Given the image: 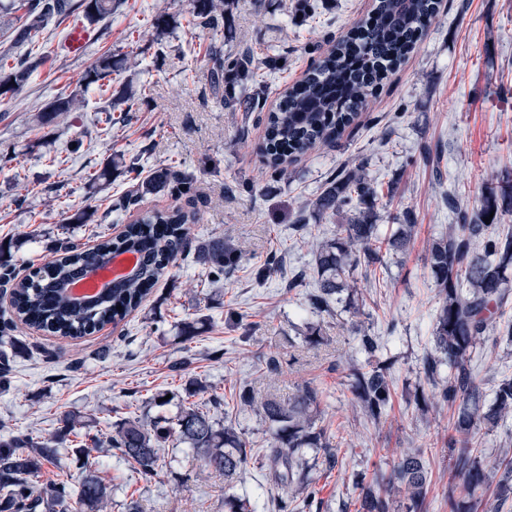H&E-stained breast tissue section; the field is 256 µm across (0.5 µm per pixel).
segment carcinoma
<instances>
[{
	"label": "carcinoma",
	"instance_id": "obj_1",
	"mask_svg": "<svg viewBox=\"0 0 512 512\" xmlns=\"http://www.w3.org/2000/svg\"><path fill=\"white\" fill-rule=\"evenodd\" d=\"M117 0H32L24 22L15 28L10 48L0 53V97L18 94L29 81L35 65L20 58L10 65L14 48L34 41L51 21L63 20L81 11L89 26L112 17ZM441 0H376L369 19L343 36L336 46L310 66L305 79L284 91L278 105L267 112L263 148L267 164L281 176L297 158L321 145L336 141L341 131L366 105L368 96L413 52L440 12ZM224 0H192L187 24L213 34L221 32ZM259 61L249 48L217 50L210 69L213 87H224V99L243 112H260L266 102L265 86L249 88ZM122 70L110 54L100 56L81 76V92L112 82ZM241 91L236 96L235 91ZM76 96L58 97L39 115L40 124H51L73 110ZM135 102L126 91L109 100L104 112H131ZM190 173L161 168L137 183L136 198L143 199L165 189L189 190ZM380 193L368 180L363 167L331 175L312 206L321 215L354 205L350 223L341 225L336 237L314 245L311 268L317 291L311 306L320 312L348 291L346 308L358 311L348 280L357 269L370 270L384 264L383 252L402 251L411 241L416 225L400 224L388 239L378 235L374 205ZM512 213V177L500 181L499 189L481 196L480 206L458 211V223L434 238L428 249V266L439 297L433 326L434 353L423 363L425 380L433 386L430 397L414 396L423 411L427 399L456 408L450 423L448 450L457 454L455 477L466 492L457 497L448 491V512H476L489 480L480 453L473 447L481 424L495 426L512 416V377L500 379L492 389L488 408L480 405L482 384L472 361L478 348L497 327V319L512 300V229L500 223ZM492 216L491 221L483 218ZM198 223L196 213L174 209L148 211L127 224L120 237H103L86 248L72 237L60 238L55 259L35 268L12 292L11 308L25 324L54 336L79 339L106 324H116L143 304L159 280L191 252L196 261L220 278L237 265V252L224 237L197 242L189 238L188 225ZM122 250L137 257L136 273L122 279L94 299L76 304L66 290L77 284L85 268L104 255ZM122 309H117V306ZM9 321L0 327V360L20 354ZM367 365L350 366L349 389L362 412L375 422L385 417L392 396V361L379 360V337L359 338ZM189 381L185 398L175 416L160 417L149 427L141 420L123 418L107 425V431L87 436L74 444L83 477L75 488L49 482L33 492L32 483L47 465L58 463L60 445L75 432L77 417L66 414L61 427L48 437L20 432L0 439V512H102L112 497L89 461L91 449L104 445L119 451L120 458L143 478L154 475L162 445L186 446L206 468L224 476L227 485L237 481L250 465L257 466L267 484L287 497L278 499L279 512H312L318 507L312 480L303 469L307 450L331 447L330 435L317 425L320 393L306 384L286 401L275 397L257 400L249 386L239 388L240 405L255 407L268 424L271 444L255 453L233 425L219 423L210 411L190 401L195 391ZM431 475L422 448H411L391 470L386 484L363 489L360 512H428ZM224 512H257L250 498L224 496Z\"/></svg>",
	"mask_w": 512,
	"mask_h": 512
}]
</instances>
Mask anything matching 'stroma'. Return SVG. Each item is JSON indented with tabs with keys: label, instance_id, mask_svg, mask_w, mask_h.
Listing matches in <instances>:
<instances>
[{
	"label": "stroma",
	"instance_id": "35a3bbf8",
	"mask_svg": "<svg viewBox=\"0 0 512 512\" xmlns=\"http://www.w3.org/2000/svg\"><path fill=\"white\" fill-rule=\"evenodd\" d=\"M313 17L301 18L298 0H226L224 30L181 24L190 0H124L112 18L90 30L87 52L72 57L57 45L81 19L49 23L36 39L40 64L17 95L0 100V242L11 244L16 277L52 261L53 242L70 232L95 245L99 234L116 236L122 223L150 210L180 207L197 212L192 233L224 237L239 253L235 272L216 280L193 255L182 256L159 282L146 308L81 339H66L13 320L11 334L23 350L0 384V437L15 432H55L67 413L89 425L125 417L151 422L173 416L176 402L154 398L178 386L172 365L190 359L186 376L202 381L197 402L212 393L224 398L215 419L238 420L253 448L271 440L257 412L236 413L240 385L259 397L281 400L302 384L321 393L322 426L331 436L335 463L319 459L312 479L320 512H357L361 485L388 476L403 452L423 448L431 472L430 512H448L454 474L448 460L452 408L430 404L415 410L411 400L424 389L422 365L433 350L431 324L439 302L427 266L429 244L454 223L444 203L456 196L473 209L485 185L512 173V0H443L427 37L413 55L368 98V104L335 143L302 157L292 174H273L259 152L265 115L244 113L225 103L208 80L206 56L213 41L250 47L262 61L267 106L336 40L367 16L372 0H310ZM167 14L175 27L156 39L152 19ZM127 58L111 88L89 93L83 104L51 126L38 111L79 88L82 73L102 54ZM132 93L137 108L128 123L104 129L98 110L112 90ZM441 160L423 161L426 147ZM176 163L194 176L189 194L167 191L129 205L121 224L111 211L136 176ZM364 165L369 179L391 187L376 202L382 235L398 225L416 232L407 251L387 254L384 267L357 270L353 286L359 315L333 305L308 310L313 280L287 289L293 274L309 269L312 244L335 237L346 212L320 216L312 203L331 173ZM110 168L108 181L91 179ZM96 210L94 224L62 229L77 210ZM305 230H297L298 215ZM195 322L193 340L176 327ZM317 327L325 341L303 346L299 331ZM382 337L397 363L388 415L373 422L348 388V364L365 363L357 336ZM280 357L279 374H267L266 356ZM484 391L512 375V344L488 343L473 362ZM152 478L142 480L115 449L91 458L114 485L106 512H125L137 499L142 512H224V478L201 461L165 447Z\"/></svg>",
	"mask_w": 512,
	"mask_h": 512
}]
</instances>
